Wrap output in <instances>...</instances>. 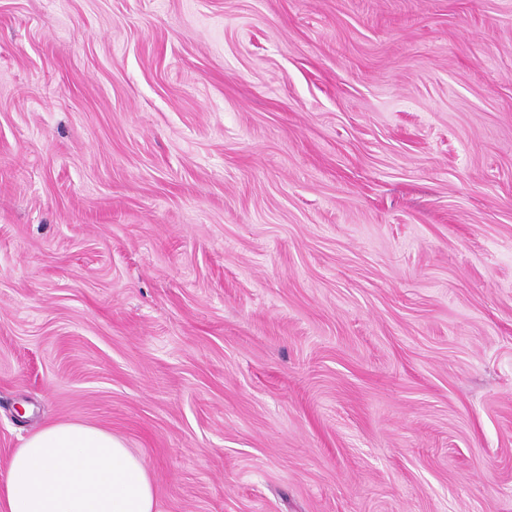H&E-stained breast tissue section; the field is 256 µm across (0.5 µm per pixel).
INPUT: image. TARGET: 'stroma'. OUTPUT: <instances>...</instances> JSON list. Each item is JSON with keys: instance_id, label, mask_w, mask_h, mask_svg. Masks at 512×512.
<instances>
[{"instance_id": "obj_1", "label": "stroma", "mask_w": 512, "mask_h": 512, "mask_svg": "<svg viewBox=\"0 0 512 512\" xmlns=\"http://www.w3.org/2000/svg\"><path fill=\"white\" fill-rule=\"evenodd\" d=\"M161 512H512V0H0V464ZM1 512H160L149 467L111 432L57 421L0 468Z\"/></svg>"}]
</instances>
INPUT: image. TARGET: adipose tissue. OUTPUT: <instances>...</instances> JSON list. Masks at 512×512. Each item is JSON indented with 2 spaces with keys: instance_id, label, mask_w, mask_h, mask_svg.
I'll list each match as a JSON object with an SVG mask.
<instances>
[{
  "instance_id": "ef3b65f1",
  "label": "adipose tissue",
  "mask_w": 512,
  "mask_h": 512,
  "mask_svg": "<svg viewBox=\"0 0 512 512\" xmlns=\"http://www.w3.org/2000/svg\"><path fill=\"white\" fill-rule=\"evenodd\" d=\"M0 512H160L149 467L111 432L57 421L0 468Z\"/></svg>"
}]
</instances>
